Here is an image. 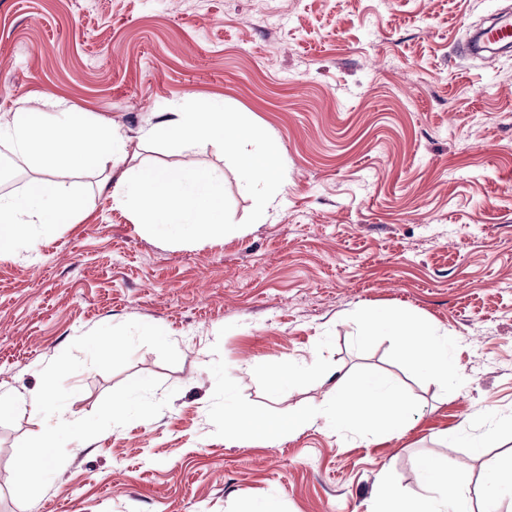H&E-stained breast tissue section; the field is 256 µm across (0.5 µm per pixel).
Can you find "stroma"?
I'll use <instances>...</instances> for the list:
<instances>
[{"label": "stroma", "mask_w": 512, "mask_h": 512, "mask_svg": "<svg viewBox=\"0 0 512 512\" xmlns=\"http://www.w3.org/2000/svg\"><path fill=\"white\" fill-rule=\"evenodd\" d=\"M512 0H0V117L47 96L137 137L160 112L220 101L280 145L288 180L255 221L232 154L146 145L141 161L224 180L237 232L163 236L98 190L74 224H34L0 253V512H369L387 475L449 455L472 504L485 464L512 455V53L460 52ZM385 304L447 335L462 382L440 390L392 339L355 340L351 313ZM135 320L179 361L138 347L112 373L69 376L92 415L132 378L174 390L154 419L67 445L29 506L12 492L19 442L43 419L24 395L75 338ZM338 375L384 371L418 408L404 436L364 442L323 424L281 440L224 437V409L279 420L322 405ZM302 376L270 393L265 373ZM492 435L474 455L462 436Z\"/></svg>", "instance_id": "35a3bbf8"}]
</instances>
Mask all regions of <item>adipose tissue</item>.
Masks as SVG:
<instances>
[{
	"instance_id": "1",
	"label": "adipose tissue",
	"mask_w": 512,
	"mask_h": 512,
	"mask_svg": "<svg viewBox=\"0 0 512 512\" xmlns=\"http://www.w3.org/2000/svg\"><path fill=\"white\" fill-rule=\"evenodd\" d=\"M52 106L48 113L39 104L23 105L0 123V138L9 141L18 156L49 171L46 177L32 179L23 194L0 195V250L14 244L28 225L75 223L84 199L64 194L63 188L82 172L98 174L100 187L111 188L113 202L128 208L136 223L153 232L185 238L232 232L224 219V183L211 171L129 164L128 139L119 126L58 100ZM139 139L232 151L239 177L249 188L274 187L288 177L278 142L259 136L246 113L225 112L217 103H204L194 112L163 113L142 128ZM352 316L359 325L360 345L390 337L416 370L440 389L459 382L447 339L438 338L424 322L390 306L358 308ZM416 420L414 405L400 398L390 379L365 370L353 384L337 381L323 407L289 414L282 421L251 407H233L224 414V434L232 439L278 438L322 422L364 440L391 439L404 435ZM415 466L420 495L404 496L390 479H380L374 512H502L505 497H512V460L487 463L476 511L469 506L467 488L455 480L457 466L448 457L425 455Z\"/></svg>"
}]
</instances>
